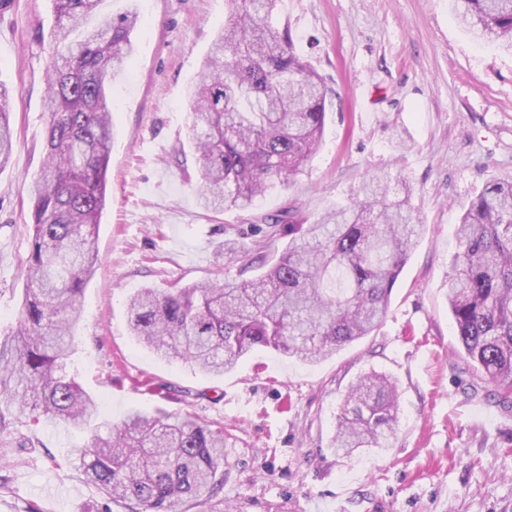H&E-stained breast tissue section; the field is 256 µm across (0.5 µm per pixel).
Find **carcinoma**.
Masks as SVG:
<instances>
[{
  "instance_id": "obj_1",
  "label": "carcinoma",
  "mask_w": 512,
  "mask_h": 512,
  "mask_svg": "<svg viewBox=\"0 0 512 512\" xmlns=\"http://www.w3.org/2000/svg\"><path fill=\"white\" fill-rule=\"evenodd\" d=\"M54 51L48 70L45 161L32 184L27 284L16 327L0 337V398L16 415L94 426L71 450L86 481L129 512H177L224 488L227 437L189 414L133 410L121 426L71 376L73 326L99 263L94 245L106 202L112 151L111 78L132 60L136 9L103 16L101 0H52ZM280 0H226L190 93L187 135L197 162V199L211 213L248 210L289 183L322 143L327 88L273 16ZM480 39L512 52V0H453ZM81 31V38L69 39ZM10 92L0 83V169L12 155ZM264 222L288 225L274 259H243L238 278L175 288L143 287L128 303L132 336L164 360L205 375L233 370L264 348L317 363L370 335L424 229L404 184L366 180L363 198L308 222L294 208ZM460 250L448 274V311L460 350L512 407V181L487 183L456 227ZM398 390L367 374L343 397L329 448L337 454L391 447Z\"/></svg>"
}]
</instances>
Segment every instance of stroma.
<instances>
[{"mask_svg": "<svg viewBox=\"0 0 512 512\" xmlns=\"http://www.w3.org/2000/svg\"><path fill=\"white\" fill-rule=\"evenodd\" d=\"M135 7L136 53L109 85L113 139L101 262L81 298L73 370L121 423L134 409L189 414L230 433V512H512V409L459 353L446 297L461 209L490 180H512V54L479 42L449 0H284L297 48L329 95L322 145L288 185L247 212L214 215L186 178L187 92L224 26V0H101ZM52 0L0 9V83L13 94L12 159L0 170V336L15 326L31 234V182L44 160ZM405 178L426 230L364 339L315 364L251 352L214 376L150 354L130 336L127 301L236 275L245 254L283 249L263 218L316 219L356 200L364 179ZM397 385L393 448L346 458L329 448L360 376ZM92 430L12 418L0 431V512H96L98 488L69 463Z\"/></svg>", "mask_w": 512, "mask_h": 512, "instance_id": "stroma-1", "label": "stroma"}]
</instances>
